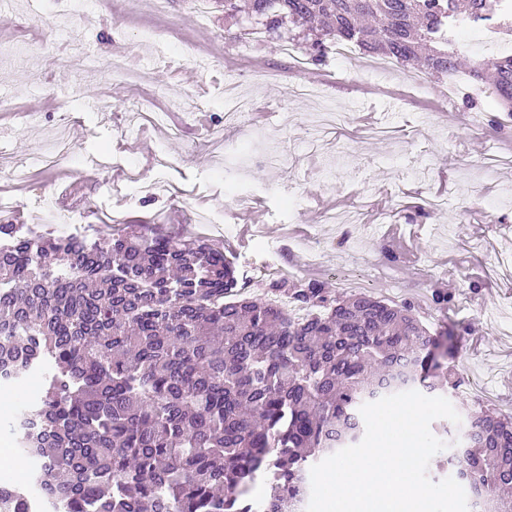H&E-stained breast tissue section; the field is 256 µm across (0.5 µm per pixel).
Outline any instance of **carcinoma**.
<instances>
[{
	"label": "carcinoma",
	"mask_w": 512,
	"mask_h": 512,
	"mask_svg": "<svg viewBox=\"0 0 512 512\" xmlns=\"http://www.w3.org/2000/svg\"><path fill=\"white\" fill-rule=\"evenodd\" d=\"M495 15L512 33L501 0H224V17L276 40L318 30L314 60L350 43L446 76L458 68L450 22ZM468 75L512 118V54L475 59ZM15 233L0 224V363L15 381L51 365L24 414L39 432L19 443L51 512H290L310 496V468L362 440V404L461 384L409 303L286 278L252 296L202 240L140 230L33 254ZM438 465L459 471L479 512H512L511 417L473 406ZM32 501L0 485V512Z\"/></svg>",
	"instance_id": "1"
}]
</instances>
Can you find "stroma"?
I'll list each match as a JSON object with an SVG mask.
<instances>
[{"instance_id": "stroma-1", "label": "stroma", "mask_w": 512, "mask_h": 512, "mask_svg": "<svg viewBox=\"0 0 512 512\" xmlns=\"http://www.w3.org/2000/svg\"><path fill=\"white\" fill-rule=\"evenodd\" d=\"M90 46L99 65L76 72L72 43ZM182 57L156 63L155 47ZM126 54L143 68L141 87L110 73ZM210 58L201 72L194 60ZM235 76L252 103L248 125L223 130L224 87ZM313 88L294 96V85ZM0 224L30 225L34 236L86 241L115 224H142L169 239L201 236L198 213L224 224L214 246L234 261L253 294L287 270L295 284L319 281L332 295L366 292L410 303L432 330L459 336L455 361L466 385L451 402L467 415L468 385L486 384L485 401L512 412V165L490 170L488 158L512 157V125L492 126L499 106L488 89L449 96L448 79L391 63L374 66L361 51L312 60L261 33L241 36L210 5L198 16L191 0H168L156 14L147 0H93L64 17L50 0H0ZM167 115L176 137L125 125L132 98ZM330 102L349 118L313 134L311 113ZM70 124L72 158L46 167L60 119ZM276 150L283 164L261 167ZM104 159L101 172L86 161ZM448 204L415 214L422 199ZM70 196L77 224H37L45 203ZM355 212L357 223H323L325 210ZM454 281L449 307L435 302L438 281ZM37 369L0 388V483L30 485V463L15 445L17 417L44 393Z\"/></svg>"}]
</instances>
